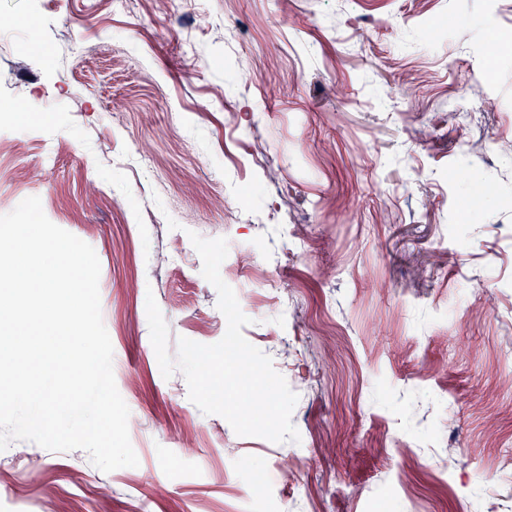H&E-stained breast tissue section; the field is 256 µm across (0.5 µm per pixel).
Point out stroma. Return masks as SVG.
Returning <instances> with one entry per match:
<instances>
[{"mask_svg":"<svg viewBox=\"0 0 512 512\" xmlns=\"http://www.w3.org/2000/svg\"><path fill=\"white\" fill-rule=\"evenodd\" d=\"M1 15L0 215L39 197L95 250L139 464L12 442L0 512H512V160L483 150L512 140V0ZM194 233L262 268L233 286L242 332L297 394L300 442L237 435L163 377L147 294L169 352L224 335Z\"/></svg>","mask_w":512,"mask_h":512,"instance_id":"1","label":"stroma"}]
</instances>
